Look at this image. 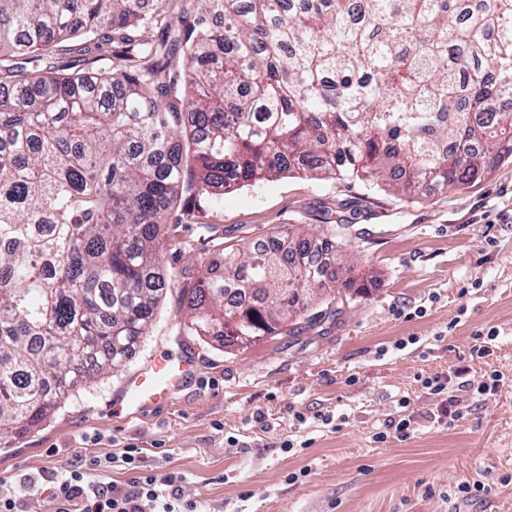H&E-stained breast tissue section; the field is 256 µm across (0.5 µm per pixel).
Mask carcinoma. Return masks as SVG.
I'll use <instances>...</instances> for the list:
<instances>
[{
  "label": "carcinoma",
  "mask_w": 512,
  "mask_h": 512,
  "mask_svg": "<svg viewBox=\"0 0 512 512\" xmlns=\"http://www.w3.org/2000/svg\"><path fill=\"white\" fill-rule=\"evenodd\" d=\"M165 2L0 0V443L149 335L183 196L299 172L432 193L512 158V0H198L177 26ZM221 253L182 296L224 347L339 282L292 227Z\"/></svg>",
  "instance_id": "cac0c4a2"
}]
</instances>
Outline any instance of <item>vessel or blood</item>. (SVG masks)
I'll list each match as a JSON object with an SVG mask.
<instances>
[{
	"mask_svg": "<svg viewBox=\"0 0 512 512\" xmlns=\"http://www.w3.org/2000/svg\"><path fill=\"white\" fill-rule=\"evenodd\" d=\"M194 372L191 357L163 354L147 360L125 383L123 394L129 404L139 406L168 399Z\"/></svg>",
	"mask_w": 512,
	"mask_h": 512,
	"instance_id": "vessel-or-blood-1",
	"label": "vessel or blood"
}]
</instances>
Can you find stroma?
<instances>
[{"label":"stroma","instance_id":"stroma-1","mask_svg":"<svg viewBox=\"0 0 512 512\" xmlns=\"http://www.w3.org/2000/svg\"><path fill=\"white\" fill-rule=\"evenodd\" d=\"M177 211L163 229L171 288L152 335L0 446V481L40 482L97 458L109 465L86 481L128 492L173 472L205 512H512L511 158L429 196L296 173ZM207 224L240 245L286 224L335 231L356 285L320 295L311 322L244 348L187 335L182 273L208 262ZM492 329L493 356L470 359L474 336ZM162 351L191 356L195 373L169 400L130 406L124 382ZM460 365L474 384L501 374L499 390L478 401L450 383L463 414L433 422L421 381ZM404 396L417 421L406 440L387 430ZM129 446L141 450L134 467L119 461ZM474 483L479 492L457 494Z\"/></svg>","mask_w":512,"mask_h":512}]
</instances>
